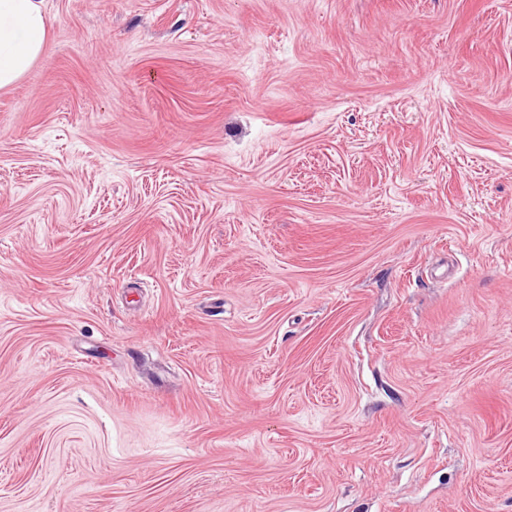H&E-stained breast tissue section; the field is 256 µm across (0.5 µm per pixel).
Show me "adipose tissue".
Wrapping results in <instances>:
<instances>
[{
  "mask_svg": "<svg viewBox=\"0 0 512 512\" xmlns=\"http://www.w3.org/2000/svg\"><path fill=\"white\" fill-rule=\"evenodd\" d=\"M47 47L48 27L38 0H0V91L20 81Z\"/></svg>",
  "mask_w": 512,
  "mask_h": 512,
  "instance_id": "obj_1",
  "label": "adipose tissue"
}]
</instances>
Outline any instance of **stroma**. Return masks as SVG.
I'll return each mask as SVG.
<instances>
[{"mask_svg":"<svg viewBox=\"0 0 512 512\" xmlns=\"http://www.w3.org/2000/svg\"><path fill=\"white\" fill-rule=\"evenodd\" d=\"M40 2L0 512H512V0Z\"/></svg>","mask_w":512,"mask_h":512,"instance_id":"35a3bbf8","label":"stroma"}]
</instances>
